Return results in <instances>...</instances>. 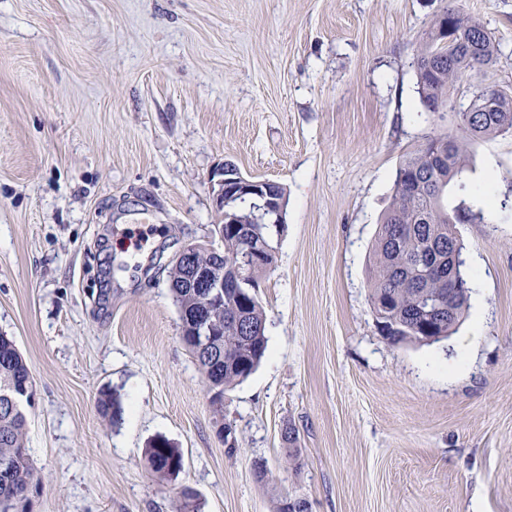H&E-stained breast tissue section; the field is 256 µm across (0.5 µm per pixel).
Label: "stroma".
I'll return each mask as SVG.
<instances>
[{
    "instance_id": "1",
    "label": "stroma",
    "mask_w": 512,
    "mask_h": 512,
    "mask_svg": "<svg viewBox=\"0 0 512 512\" xmlns=\"http://www.w3.org/2000/svg\"><path fill=\"white\" fill-rule=\"evenodd\" d=\"M512 91V0H458ZM448 0H0V333L35 382L30 512H512V136L473 144L486 210L447 339L391 343L372 253L424 111L420 36ZM288 194L257 297L268 347L210 402L167 268L222 215L224 162ZM124 412H98L102 389ZM229 427L230 439L219 435ZM294 431L298 461L288 458ZM183 453L175 481L145 450ZM145 457L150 469L167 480L177 478L179 473L174 471V465L177 462L183 463L180 449L164 437H157L156 441L149 443Z\"/></svg>"
}]
</instances>
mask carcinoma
<instances>
[{
	"label": "carcinoma",
	"instance_id": "obj_1",
	"mask_svg": "<svg viewBox=\"0 0 512 512\" xmlns=\"http://www.w3.org/2000/svg\"><path fill=\"white\" fill-rule=\"evenodd\" d=\"M452 43L442 44L447 37ZM498 46L485 25L449 0L448 8L419 42L416 69L425 111L452 105L450 90L468 83L470 97L460 105L456 130L430 136L396 168L392 203L385 213L373 253L370 299L381 332L393 343L434 342L452 335L460 325L469 293L468 278L448 288V247L464 249L448 217V187L461 194L469 189L464 173L470 165V146L477 140L512 135V95L483 85L479 74L492 64ZM259 250L261 261L247 267L245 278L258 287V278L271 269L276 243L267 224H235L224 231V279L236 280L230 261ZM186 269L172 264L168 280L180 312L183 339L204 375L212 403L223 408L224 393L245 380L260 363L267 346L266 315L257 297L224 289V329L217 330L211 350L195 343L194 329L204 308L200 290L185 287ZM441 306L432 318L419 305L423 295ZM455 317L448 320V308ZM243 315L247 330L231 321ZM32 383L27 362L14 341L0 335V512H26L32 485L41 482L25 446L27 417L11 405L12 390ZM102 416L114 424L122 418L119 397L105 392L98 400ZM150 469L167 480L177 478L174 465L182 462L180 449L159 437L145 450Z\"/></svg>",
	"mask_w": 512,
	"mask_h": 512
}]
</instances>
